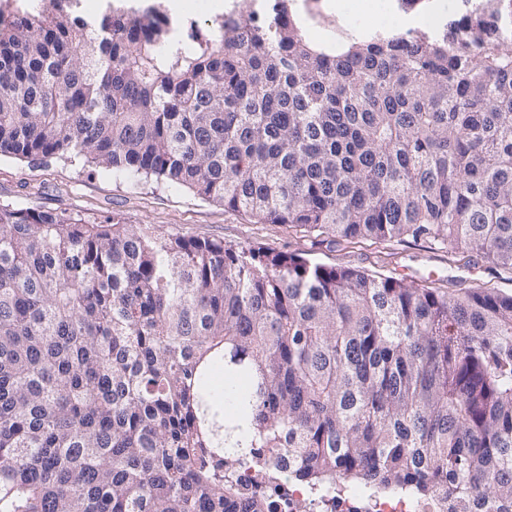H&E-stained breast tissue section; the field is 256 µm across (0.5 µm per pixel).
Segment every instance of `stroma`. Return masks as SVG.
<instances>
[{"instance_id": "stroma-1", "label": "stroma", "mask_w": 512, "mask_h": 512, "mask_svg": "<svg viewBox=\"0 0 512 512\" xmlns=\"http://www.w3.org/2000/svg\"><path fill=\"white\" fill-rule=\"evenodd\" d=\"M0 204L78 214L99 221L111 216L162 235L208 238L251 248L290 251L329 266L406 275L451 290L490 288L512 295V279L481 259L449 263L429 241L347 242L286 224H261L245 213L203 199L153 177L109 172L81 161L18 159L0 155Z\"/></svg>"}]
</instances>
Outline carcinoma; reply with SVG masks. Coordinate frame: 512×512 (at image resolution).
<instances>
[{"label":"carcinoma","instance_id":"obj_1","mask_svg":"<svg viewBox=\"0 0 512 512\" xmlns=\"http://www.w3.org/2000/svg\"><path fill=\"white\" fill-rule=\"evenodd\" d=\"M277 9L182 44L154 7L91 33L70 0H5L0 155L512 276V0L323 43ZM285 457L310 491L512 512V295L0 205V512H275Z\"/></svg>","mask_w":512,"mask_h":512}]
</instances>
